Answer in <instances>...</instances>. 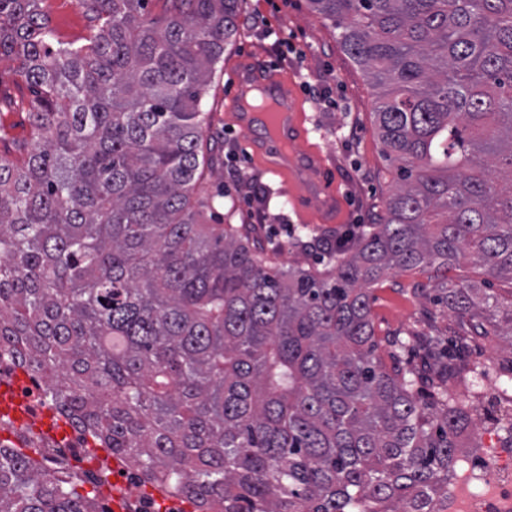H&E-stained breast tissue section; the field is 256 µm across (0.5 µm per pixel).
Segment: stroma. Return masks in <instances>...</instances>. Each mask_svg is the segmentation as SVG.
<instances>
[{"label":"stroma","mask_w":512,"mask_h":512,"mask_svg":"<svg viewBox=\"0 0 512 512\" xmlns=\"http://www.w3.org/2000/svg\"><path fill=\"white\" fill-rule=\"evenodd\" d=\"M41 6L60 41L78 42L87 36L90 22L77 0H42ZM257 15L288 31L289 44H274L262 29L252 27L250 20ZM239 24V40L227 47L208 84L206 110L220 160L204 170L195 197L224 194L236 215L227 219L218 207L209 214L211 223L255 226L270 266L316 269L320 266L317 251L294 249L293 240L315 238L321 247H334L347 229L372 225L396 187L395 168L383 154L375 121L378 91L344 51L338 29L313 12L306 0H242ZM243 54L257 63L276 65L294 80L308 78L309 87L300 90L311 131L308 143L320 150L343 194L342 206L334 215L305 206L284 207L281 199L263 205L265 186L278 188L281 198L288 199L296 190L292 181L268 173L244 155V133L224 116L227 71ZM14 67L12 60H0V122L7 126L10 139L24 141L29 137L26 112L32 93L18 83ZM435 284L434 269L425 267L392 275L372 289L371 314L382 358L394 353L397 340L407 343L419 336L466 334V326L454 313L433 303Z\"/></svg>","instance_id":"35a3bbf8"}]
</instances>
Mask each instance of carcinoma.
I'll list each match as a JSON object with an SVG mask.
<instances>
[{
  "mask_svg": "<svg viewBox=\"0 0 512 512\" xmlns=\"http://www.w3.org/2000/svg\"><path fill=\"white\" fill-rule=\"evenodd\" d=\"M40 0H0V57L33 93L0 155V355L94 447L195 512H435L472 413L443 385L490 324L512 373V302L448 283L512 277V0H307L387 87L398 186L323 270L271 267L252 230L192 205L215 163L204 96L242 0H78L53 41ZM419 267L470 334L423 336L436 391L377 354L369 289ZM80 478L0 443V512H96ZM78 0H43L42 10L50 19L57 38L63 42H81L87 36L89 19ZM448 278L465 283H478L487 289L488 294H495L499 300L510 299L512 282L507 278H492L483 269L469 262L461 264L457 269L448 272Z\"/></svg>",
  "mask_w": 512,
  "mask_h": 512,
  "instance_id": "1",
  "label": "carcinoma"
}]
</instances>
